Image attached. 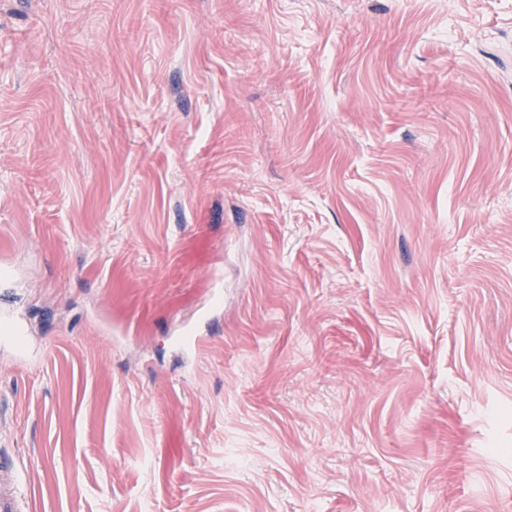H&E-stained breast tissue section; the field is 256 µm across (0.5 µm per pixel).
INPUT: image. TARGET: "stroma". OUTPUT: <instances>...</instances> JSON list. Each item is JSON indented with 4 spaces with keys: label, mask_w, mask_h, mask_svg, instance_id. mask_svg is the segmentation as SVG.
<instances>
[{
    "label": "stroma",
    "mask_w": 512,
    "mask_h": 512,
    "mask_svg": "<svg viewBox=\"0 0 512 512\" xmlns=\"http://www.w3.org/2000/svg\"><path fill=\"white\" fill-rule=\"evenodd\" d=\"M1 268L29 512H512V0H0Z\"/></svg>",
    "instance_id": "1"
}]
</instances>
